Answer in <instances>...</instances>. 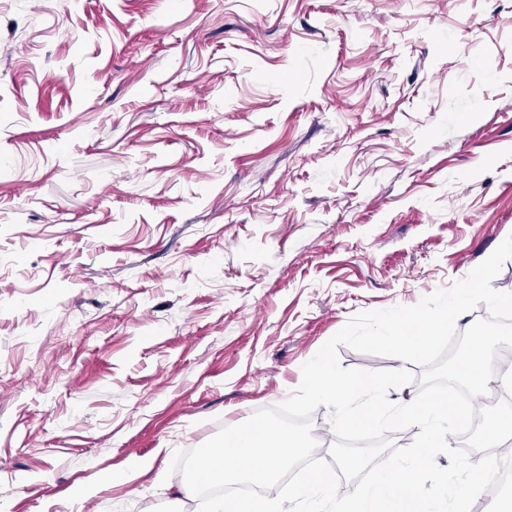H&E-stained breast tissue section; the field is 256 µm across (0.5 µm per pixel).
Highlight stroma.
Here are the masks:
<instances>
[{
	"instance_id": "obj_1",
	"label": "stroma",
	"mask_w": 512,
	"mask_h": 512,
	"mask_svg": "<svg viewBox=\"0 0 512 512\" xmlns=\"http://www.w3.org/2000/svg\"><path fill=\"white\" fill-rule=\"evenodd\" d=\"M512 234V0H0V512H198L173 454Z\"/></svg>"
}]
</instances>
